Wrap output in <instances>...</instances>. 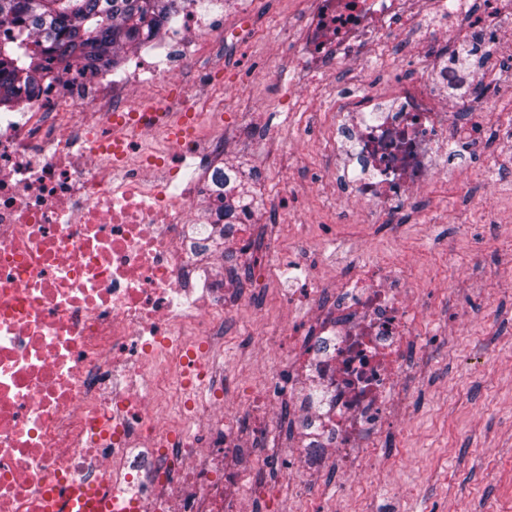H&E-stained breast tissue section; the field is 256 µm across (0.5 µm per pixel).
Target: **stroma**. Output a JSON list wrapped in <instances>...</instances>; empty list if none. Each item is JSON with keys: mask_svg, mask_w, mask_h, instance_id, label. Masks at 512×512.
Returning <instances> with one entry per match:
<instances>
[{"mask_svg": "<svg viewBox=\"0 0 512 512\" xmlns=\"http://www.w3.org/2000/svg\"><path fill=\"white\" fill-rule=\"evenodd\" d=\"M258 43L230 45L211 64L223 111L225 155L244 173L259 208L250 230L252 251L267 267L246 262L224 268L244 306L224 321L218 369L240 372L244 391L266 384L243 355L253 336L307 333L309 298L291 291L318 283L333 293L336 270L397 264L423 305L421 341L408 347L413 369L404 418L389 430L375 473L339 481L326 467L319 484L288 481V455L300 438L297 404L280 396L272 438L251 440L253 455L270 465L248 490V512H512V150L501 151L497 125L512 118V55L476 60L495 89L482 151L449 146L446 180L421 191L404 224L390 227L358 214L345 224L344 200L326 189L336 175L323 163L321 136L336 117L332 78L297 72L302 48L288 20L307 0H249ZM411 56H377L370 91L386 95L419 76Z\"/></svg>", "mask_w": 512, "mask_h": 512, "instance_id": "stroma-1", "label": "stroma"}]
</instances>
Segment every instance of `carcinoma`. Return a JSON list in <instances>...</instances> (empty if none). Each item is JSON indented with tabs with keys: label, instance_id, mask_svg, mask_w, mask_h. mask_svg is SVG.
<instances>
[{
	"label": "carcinoma",
	"instance_id": "cac0c4a2",
	"mask_svg": "<svg viewBox=\"0 0 512 512\" xmlns=\"http://www.w3.org/2000/svg\"><path fill=\"white\" fill-rule=\"evenodd\" d=\"M182 10L183 0H0V28L18 31L0 39V108L38 94L40 82L54 81L62 67L115 63L121 50L158 35ZM238 173L217 166L211 177L226 224L242 204L255 205Z\"/></svg>",
	"mask_w": 512,
	"mask_h": 512
}]
</instances>
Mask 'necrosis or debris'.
I'll return each instance as SVG.
<instances>
[{
	"mask_svg": "<svg viewBox=\"0 0 512 512\" xmlns=\"http://www.w3.org/2000/svg\"><path fill=\"white\" fill-rule=\"evenodd\" d=\"M471 7L434 0L428 23L394 0H317L297 22L305 32L299 64L322 74L387 51L393 28L415 32L422 77L384 103L345 82L336 132L324 144L330 159L352 155L360 165L337 180L336 195L353 197L378 222L399 224L448 144L470 140L490 118L478 74L445 67L441 36L468 15L471 42L493 53L512 0H490L482 13ZM257 34L250 14L228 30L223 15L186 0L180 30L161 39L156 56L143 45L133 68L94 63L59 73L0 123V512H44L41 495L58 481L112 492L133 512H245L241 489L259 485L263 466L246 452V436L272 431L277 393L253 397L247 432L224 412L241 387L233 374L206 411L185 393L182 424L158 409L166 384L208 383L202 356L226 316L223 273L191 291L186 227L207 218V204L198 190L170 192L168 156L218 154L224 144L194 131L167 137L164 153L146 146L160 132L152 113L196 123L208 106L207 59ZM187 60L196 75L170 95L163 85ZM461 95L479 106L463 125L448 110ZM418 307L399 267L362 266L337 276L334 305L311 309L326 351L291 334L271 339L288 354L289 398L301 400L311 386L321 394V433L289 458L302 482H314L330 457L344 474L371 471L405 406Z\"/></svg>",
	"mask_w": 512,
	"mask_h": 512,
	"instance_id": "obj_1",
	"label": "necrosis or debris"
}]
</instances>
